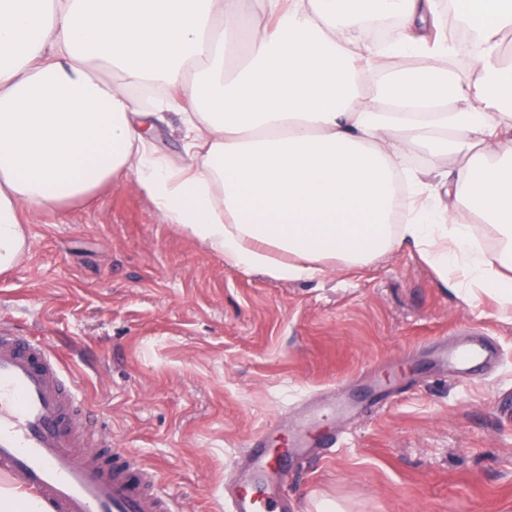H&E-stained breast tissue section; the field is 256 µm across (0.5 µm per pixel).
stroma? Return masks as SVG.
Instances as JSON below:
<instances>
[{
  "mask_svg": "<svg viewBox=\"0 0 512 512\" xmlns=\"http://www.w3.org/2000/svg\"><path fill=\"white\" fill-rule=\"evenodd\" d=\"M22 222L0 323L58 354L100 435L136 449L186 512H219L249 440L290 437L332 384L360 414L326 417L340 447L289 470L296 512H512V312L465 300L415 250L299 280L242 271L131 178ZM465 326L501 349L470 382L437 356ZM376 382L394 389L382 410Z\"/></svg>",
  "mask_w": 512,
  "mask_h": 512,
  "instance_id": "obj_1",
  "label": "stroma"
}]
</instances>
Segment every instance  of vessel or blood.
Instances as JSON below:
<instances>
[{
	"label": "vessel or blood",
	"instance_id": "b4317fda",
	"mask_svg": "<svg viewBox=\"0 0 512 512\" xmlns=\"http://www.w3.org/2000/svg\"><path fill=\"white\" fill-rule=\"evenodd\" d=\"M497 354L495 341L479 332L449 346L442 360L454 378L473 380ZM93 419L46 343L0 328V474L15 478L50 512H177L158 471L130 449L105 438L101 454L89 457ZM276 432L270 426L250 440L244 454L250 475L225 493V512H290L276 483L291 456L336 445L334 436L305 429L273 458L264 445Z\"/></svg>",
	"mask_w": 512,
	"mask_h": 512
}]
</instances>
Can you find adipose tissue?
<instances>
[{
    "mask_svg": "<svg viewBox=\"0 0 512 512\" xmlns=\"http://www.w3.org/2000/svg\"><path fill=\"white\" fill-rule=\"evenodd\" d=\"M438 2L0 0V272L26 251L23 209L131 177L227 266L312 278L409 245L440 280L512 309V0H453L478 37L462 73ZM391 16L401 36L371 41L367 23ZM416 52V69L383 66ZM148 84L179 118L180 162L146 138L133 91ZM419 147L464 164L432 183L405 167ZM478 222L497 229V260L472 251Z\"/></svg>",
    "mask_w": 512,
    "mask_h": 512,
    "instance_id": "obj_1",
    "label": "adipose tissue"
}]
</instances>
